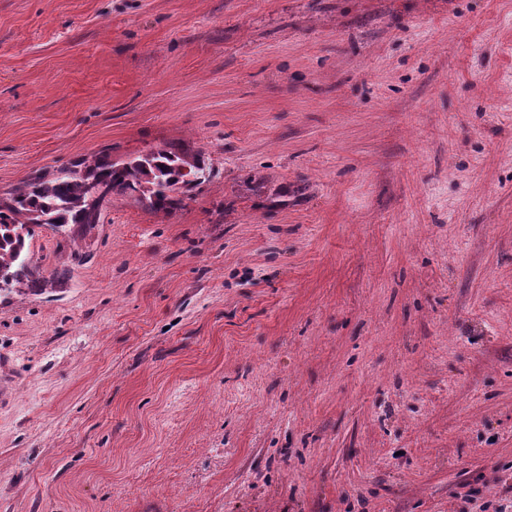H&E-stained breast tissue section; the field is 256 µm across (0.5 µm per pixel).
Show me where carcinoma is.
Here are the masks:
<instances>
[{
  "instance_id": "cac0c4a2",
  "label": "carcinoma",
  "mask_w": 512,
  "mask_h": 512,
  "mask_svg": "<svg viewBox=\"0 0 512 512\" xmlns=\"http://www.w3.org/2000/svg\"><path fill=\"white\" fill-rule=\"evenodd\" d=\"M212 172L201 154L170 147L117 162L105 153L22 183L0 196V285L10 293L49 286L33 259L35 229L50 225L61 230L72 224L93 228L114 195L130 196L155 213H169L181 206L187 191L209 181ZM94 182L103 191L93 202Z\"/></svg>"
}]
</instances>
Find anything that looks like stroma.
Masks as SVG:
<instances>
[{
	"instance_id": "35a3bbf8",
	"label": "stroma",
	"mask_w": 512,
	"mask_h": 512,
	"mask_svg": "<svg viewBox=\"0 0 512 512\" xmlns=\"http://www.w3.org/2000/svg\"><path fill=\"white\" fill-rule=\"evenodd\" d=\"M167 145L0 298V512L512 505V0H0V194Z\"/></svg>"
}]
</instances>
